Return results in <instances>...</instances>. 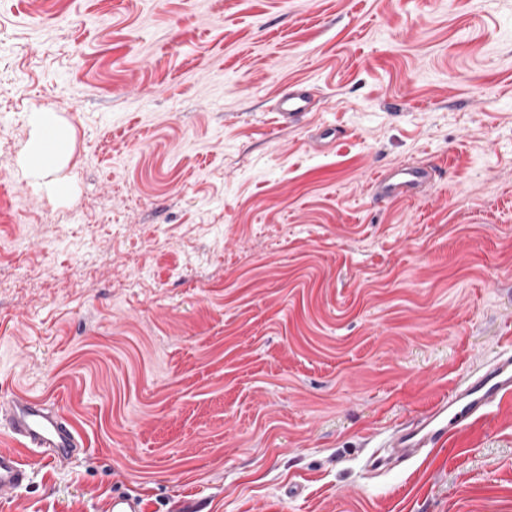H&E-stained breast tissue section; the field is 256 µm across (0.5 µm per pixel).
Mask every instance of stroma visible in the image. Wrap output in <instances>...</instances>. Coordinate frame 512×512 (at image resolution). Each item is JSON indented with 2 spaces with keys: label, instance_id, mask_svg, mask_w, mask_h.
<instances>
[{
  "label": "stroma",
  "instance_id": "1",
  "mask_svg": "<svg viewBox=\"0 0 512 512\" xmlns=\"http://www.w3.org/2000/svg\"><path fill=\"white\" fill-rule=\"evenodd\" d=\"M511 341L512 0H0V398L86 446L0 512H512V402L366 465ZM318 90L309 83L288 84V90L280 93L273 104L276 112L285 123L295 118L304 117L314 112L318 103ZM33 124L37 130V139L28 149L25 166L31 172H42L58 161L65 148V136L54 126L50 114L46 112L35 113ZM49 133H53L51 145ZM437 180L438 170L432 164H399L376 175L372 184L376 198L394 201L413 198Z\"/></svg>",
  "mask_w": 512,
  "mask_h": 512
}]
</instances>
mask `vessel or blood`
Segmentation results:
<instances>
[{
  "label": "vessel or blood",
  "mask_w": 512,
  "mask_h": 512,
  "mask_svg": "<svg viewBox=\"0 0 512 512\" xmlns=\"http://www.w3.org/2000/svg\"><path fill=\"white\" fill-rule=\"evenodd\" d=\"M318 102V90L309 83L289 84L280 93L273 110L282 120L306 116ZM438 170L431 164H399L376 175L372 184L376 198L387 201L415 197L435 185ZM512 395V346L503 348L483 372H475L433 403L417 420L398 426L389 445L401 457L417 449L436 446L448 435L480 422L490 409ZM0 427L19 445L16 451L0 452V491L17 490L30 480L27 450L61 463L84 453L85 442L69 418L46 401L12 395L0 402Z\"/></svg>",
  "instance_id": "1"
}]
</instances>
